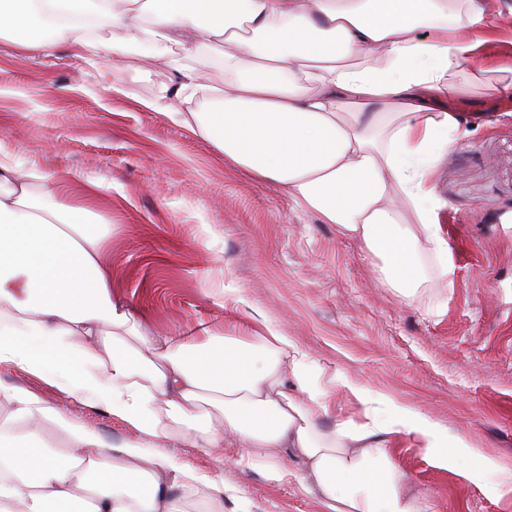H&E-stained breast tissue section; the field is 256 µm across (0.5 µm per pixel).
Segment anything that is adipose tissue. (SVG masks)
Returning <instances> with one entry per match:
<instances>
[{"label": "adipose tissue", "mask_w": 512, "mask_h": 512, "mask_svg": "<svg viewBox=\"0 0 512 512\" xmlns=\"http://www.w3.org/2000/svg\"><path fill=\"white\" fill-rule=\"evenodd\" d=\"M506 14L512 0H0V40L44 56L69 45L102 81L131 50L167 60L172 97L210 105L178 122L358 241L381 285L409 297L421 259H437L438 280L453 272L432 174L463 132L449 106L459 79L478 71L497 32L490 17ZM32 177L0 145V365L103 409L134 437L106 443L66 407L0 384L12 406L0 416V512H190L201 486L223 512V479L174 456L178 440L231 449L225 464L296 482L326 512H421L393 450L433 452L443 429L339 373L363 418L333 416L305 350L251 303L245 334H156L112 296L99 215L50 204L58 179L42 174L36 194ZM43 421L66 429L71 448L14 440L17 424ZM287 453L303 472L283 464Z\"/></svg>", "instance_id": "obj_1"}]
</instances>
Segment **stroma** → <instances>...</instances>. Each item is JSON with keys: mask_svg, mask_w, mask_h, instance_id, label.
<instances>
[{"mask_svg": "<svg viewBox=\"0 0 512 512\" xmlns=\"http://www.w3.org/2000/svg\"><path fill=\"white\" fill-rule=\"evenodd\" d=\"M175 79L167 62L134 52L108 83L60 47L53 56L0 45V143L15 160L56 173L112 226V295L168 336L198 323L216 333L259 305L308 353L372 393L413 405L448 429L434 454L395 460L427 512H512V90L480 85L454 103L472 135L453 143L434 181L448 201L439 221L454 274L406 298L377 280L373 258L293 209L278 188L226 164L223 154L158 107ZM70 414L106 441L133 436L121 420L72 401ZM465 447H458V440ZM199 472L223 476L224 512H324L297 484L224 466L177 445ZM466 458L477 474L458 475Z\"/></svg>", "mask_w": 512, "mask_h": 512, "instance_id": "stroma-1", "label": "stroma"}]
</instances>
